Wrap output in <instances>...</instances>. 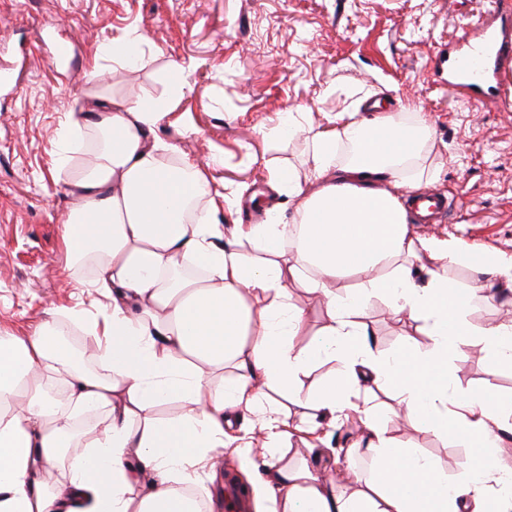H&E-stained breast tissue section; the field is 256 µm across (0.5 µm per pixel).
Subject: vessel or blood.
Segmentation results:
<instances>
[{
    "label": "vessel or blood",
    "instance_id": "obj_1",
    "mask_svg": "<svg viewBox=\"0 0 512 512\" xmlns=\"http://www.w3.org/2000/svg\"><path fill=\"white\" fill-rule=\"evenodd\" d=\"M479 38L448 61V85L466 98L493 94L497 83L512 67V26L507 23L480 21ZM410 207L421 223L431 224L448 210L441 192L429 191L412 197ZM225 512H250L243 489L233 478L224 481Z\"/></svg>",
    "mask_w": 512,
    "mask_h": 512
}]
</instances>
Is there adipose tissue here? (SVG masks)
Instances as JSON below:
<instances>
[{
  "label": "adipose tissue",
  "instance_id": "adipose-tissue-1",
  "mask_svg": "<svg viewBox=\"0 0 512 512\" xmlns=\"http://www.w3.org/2000/svg\"><path fill=\"white\" fill-rule=\"evenodd\" d=\"M140 45L128 33L95 47L85 110L58 134L51 166L72 195L67 269L101 307L73 319L96 364L76 358L50 321L0 337V512H222L203 476L226 445L250 458L251 441L226 434L240 411L258 416L270 448L297 432L275 393L310 408L312 432L358 414L364 446L345 456L369 458L374 473L346 494L308 464L273 458L251 479L260 512H512V456L497 436L512 423V397L458 391L450 367L475 344L512 363V320L477 331L465 319L473 300L512 288V255L413 233L402 193L420 187L410 167L433 145L428 120L351 112L326 133L294 122L292 135L310 144L307 174L269 171L270 188L295 203L294 223L224 225L218 216L233 202L212 191L208 164L158 134L183 95L181 66L170 65L164 100L99 90L100 61L130 71ZM76 130L79 162L68 143ZM342 141L352 153L340 162ZM450 260L469 265L470 289L441 274ZM343 279L355 286L340 294ZM297 287L325 298L323 339L306 347ZM375 296L430 345L408 337L395 355L373 347L359 316ZM326 359L336 375L302 393L301 376ZM377 391L408 409L414 429L454 431L476 464L450 478L399 445ZM170 402L180 412L159 416Z\"/></svg>",
  "mask_w": 512,
  "mask_h": 512
}]
</instances>
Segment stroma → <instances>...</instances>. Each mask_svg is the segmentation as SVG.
<instances>
[{
	"label": "stroma",
	"mask_w": 512,
	"mask_h": 512,
	"mask_svg": "<svg viewBox=\"0 0 512 512\" xmlns=\"http://www.w3.org/2000/svg\"><path fill=\"white\" fill-rule=\"evenodd\" d=\"M498 14H512V0H0V71L17 75L0 85V332L64 324L90 305L66 270L62 220L71 196L49 153L86 87L94 46L130 30L142 35L144 54L122 82L103 62L105 86L157 99L167 93L170 64H182L187 90L162 135L209 162L211 185L233 197L242 220L254 211L294 217V205L266 181L271 165L307 171V141L279 135L288 116L320 131L376 100L397 122L421 112L433 124L435 146L419 167L424 189L446 191L450 214L415 233L512 255V73L506 104L479 106L450 91L447 70L436 65L468 22ZM59 32L71 39V59L56 68ZM362 320L370 342L392 353L411 329L380 296ZM456 365L459 391L512 394V370L478 349ZM378 400L397 440L448 477L472 463L473 449L454 433L415 431L390 395Z\"/></svg>",
	"instance_id": "stroma-1"
}]
</instances>
